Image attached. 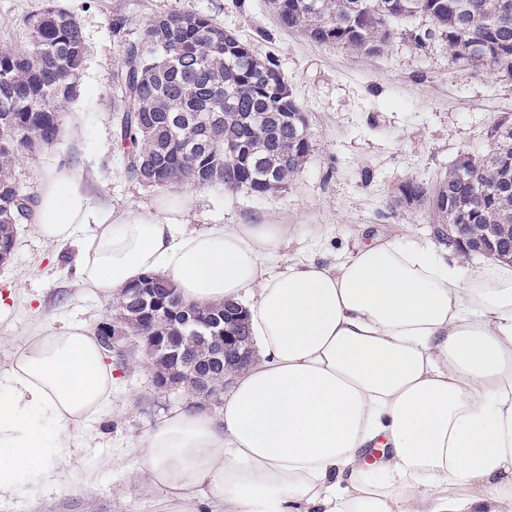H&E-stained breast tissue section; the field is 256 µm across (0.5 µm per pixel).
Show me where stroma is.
<instances>
[{
    "label": "stroma",
    "mask_w": 512,
    "mask_h": 512,
    "mask_svg": "<svg viewBox=\"0 0 512 512\" xmlns=\"http://www.w3.org/2000/svg\"><path fill=\"white\" fill-rule=\"evenodd\" d=\"M46 0H0V48L30 50L29 18ZM78 20L87 55L75 97L62 107L61 134L51 146L19 158L14 177L37 195L52 166L74 170L95 208L119 216L150 205L159 191L132 180L116 132L112 75L121 66L126 33L153 18L198 13L235 34L260 60H271L287 79L308 123L311 151L284 191L257 196L221 186L192 191L188 224L294 225L292 241L276 263L336 261L368 238L431 235L427 212L397 205L399 187L411 179L434 181L466 153L487 151V133L512 114V80L485 67H459L445 42L425 47L394 38L385 52L366 56L316 43L282 26L265 0H59ZM74 246L45 242L34 223L17 229L13 253L0 266V294L9 297L11 323L0 328V365L39 329L80 322L96 329L108 304L76 285ZM112 412L92 422L85 446L60 466V491L28 490L0 500V512H161L127 469L126 449L186 395L155 389L153 367L140 347L114 368Z\"/></svg>",
    "instance_id": "stroma-1"
}]
</instances>
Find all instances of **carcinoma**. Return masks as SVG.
Returning a JSON list of instances; mask_svg holds the SVG:
<instances>
[{"label":"carcinoma","instance_id":"carcinoma-1","mask_svg":"<svg viewBox=\"0 0 512 512\" xmlns=\"http://www.w3.org/2000/svg\"><path fill=\"white\" fill-rule=\"evenodd\" d=\"M284 26L320 43L369 55L402 33L404 20L429 23L409 37L421 47L437 37L454 63L482 66L512 80V0H268ZM31 50L0 48V256H11L15 215L35 199L13 178L17 159L58 138L59 105L76 93L85 44L76 19L50 2L29 20ZM119 111V142L129 176L150 187L220 185L256 195L288 187L310 152L303 109L270 62L199 14L151 20L128 42L112 77ZM485 155L460 158L436 182L412 179L399 203L425 208L431 224H464L466 236L496 239L512 250V118L492 126ZM148 282L167 305L181 304L176 286L148 275L128 286L110 311L131 336H175L170 320L142 314L131 292ZM199 316L223 317L239 336L248 319L234 304L194 305ZM195 341L184 346L185 371L202 367L219 405L224 372L236 364L202 363Z\"/></svg>","mask_w":512,"mask_h":512}]
</instances>
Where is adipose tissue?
I'll use <instances>...</instances> for the list:
<instances>
[{
  "label": "adipose tissue",
  "mask_w": 512,
  "mask_h": 512,
  "mask_svg": "<svg viewBox=\"0 0 512 512\" xmlns=\"http://www.w3.org/2000/svg\"><path fill=\"white\" fill-rule=\"evenodd\" d=\"M189 200L115 218L55 166L33 206L45 241L77 243V280L105 301L155 273L185 303L248 304L258 360L220 407L175 409L138 443L131 467L163 512H512L511 264L379 236L338 265L278 272L293 225L189 230ZM113 384L84 324L29 337L0 368V499L58 489ZM471 483L490 491L449 500Z\"/></svg>",
  "instance_id": "1"
}]
</instances>
